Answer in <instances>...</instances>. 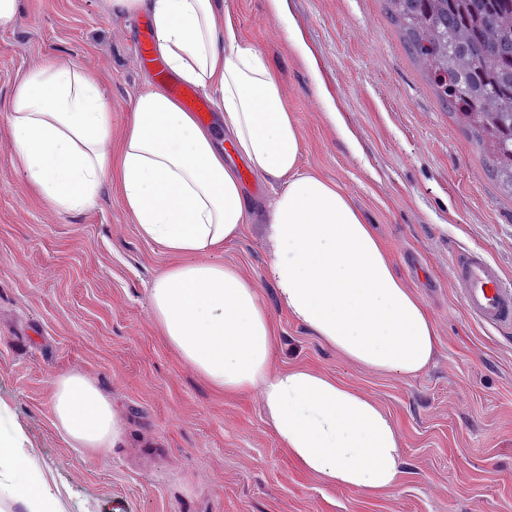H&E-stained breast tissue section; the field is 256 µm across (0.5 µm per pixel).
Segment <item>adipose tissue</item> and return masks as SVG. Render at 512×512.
<instances>
[{
  "mask_svg": "<svg viewBox=\"0 0 512 512\" xmlns=\"http://www.w3.org/2000/svg\"><path fill=\"white\" fill-rule=\"evenodd\" d=\"M148 13L155 51L183 83L218 95L224 132L252 174L280 183L265 222L266 276L279 306L346 360L406 378L432 362L438 337L350 195L301 170V129L266 55L244 42L219 0H110ZM8 127L19 171L54 209L80 212L116 184L141 237L177 256L153 282V319L180 358L227 395L259 391L281 448L325 485L395 490L404 473L396 422L369 396L308 367L277 368L276 329L257 285L204 254L240 236L252 205L213 131L160 88L142 93L120 141L112 102L79 65L48 59L17 81ZM57 426L106 459L120 437L111 403L82 376L52 383ZM0 401V491L19 512H64Z\"/></svg>",
  "mask_w": 512,
  "mask_h": 512,
  "instance_id": "adipose-tissue-1",
  "label": "adipose tissue"
}]
</instances>
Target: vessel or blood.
I'll list each match as a JSON object with an SVG mask.
<instances>
[{"label":"vessel or blood","mask_w":512,"mask_h":512,"mask_svg":"<svg viewBox=\"0 0 512 512\" xmlns=\"http://www.w3.org/2000/svg\"><path fill=\"white\" fill-rule=\"evenodd\" d=\"M155 31L144 23L134 41V50L155 78L165 83L170 95L199 121H207L214 111L212 100L200 89L174 80L164 61L154 51ZM454 281L467 314L481 326L512 327V283L506 282L499 268L479 251L467 250L457 256Z\"/></svg>","instance_id":"1"}]
</instances>
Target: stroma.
Wrapping results in <instances>:
<instances>
[{"label": "stroma", "instance_id": "1", "mask_svg": "<svg viewBox=\"0 0 512 512\" xmlns=\"http://www.w3.org/2000/svg\"><path fill=\"white\" fill-rule=\"evenodd\" d=\"M242 39L277 69L302 132L300 164L337 183L423 301L438 348L419 376L342 358L277 303L266 278L265 211L275 190L232 152L252 201L241 238L213 254L259 288L276 327L274 364L326 372L373 398L397 423L404 475L387 494L324 485L280 448L259 393L227 397L169 346L149 304L175 261L144 241L116 189L90 209L57 212L15 165L7 118L17 80L48 57L80 64L112 100V138L154 86L134 40L142 16L108 0H19L0 25V400L24 429L65 512H512V327L488 331L466 314L457 256L481 250L512 282V195L486 154L429 85L384 0H223ZM296 28L312 48L301 57ZM337 104L352 150L326 116ZM77 373L111 402L122 429L107 462L73 447L52 412L54 378Z\"/></svg>", "mask_w": 512, "mask_h": 512}]
</instances>
